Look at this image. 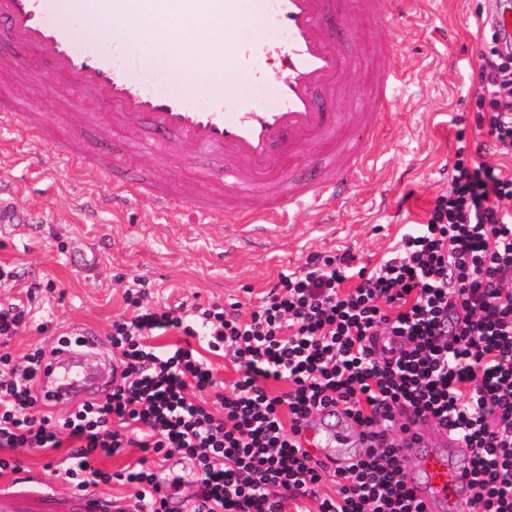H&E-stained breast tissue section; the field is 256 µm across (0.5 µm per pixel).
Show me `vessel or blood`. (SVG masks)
<instances>
[{"instance_id": "vessel-or-blood-1", "label": "vessel or blood", "mask_w": 512, "mask_h": 512, "mask_svg": "<svg viewBox=\"0 0 512 512\" xmlns=\"http://www.w3.org/2000/svg\"><path fill=\"white\" fill-rule=\"evenodd\" d=\"M372 19L389 31L374 50L380 64L369 98L347 112H326L321 99L338 100L352 62L345 43L336 38L340 24L334 0H62L75 19L89 13L102 16H137L145 22L160 15H179L216 21L235 20L224 38L233 42L229 54L200 62L185 56L173 68V81L201 80L203 72L227 71L242 82L261 86L272 83L273 101L254 106L233 91L205 104H194L180 94L159 91L136 79L141 61L123 39L82 47L69 31L51 24L43 0H0V22L7 26L12 54L0 64L26 72L28 58L36 54L53 65L59 81L111 105L113 127L130 129L148 125L153 139L143 151L161 158L213 155L221 167L206 169L202 177L213 188L200 216L224 212L233 224L217 257L231 262L239 245L269 238L287 217L306 211L312 223H333L328 204L343 196L360 175V161L368 153V139L381 129L389 115L399 76L392 60L401 50L396 34L413 19L412 0H354ZM281 32V39L259 42L250 32L251 19ZM279 58L276 72L262 69L268 57ZM306 145L337 148L340 160L315 166L296 175L287 167ZM65 157L95 166L109 175L122 157L121 149L76 131ZM277 188V195L261 210L249 204L259 187ZM143 196L161 214L174 199L146 180L117 182L112 200L122 204ZM56 355L40 369L39 401L57 409H71L111 389L113 365L100 335L89 325L74 324L56 341ZM342 408L317 412L314 423L299 439L320 463L329 468L355 462L359 449L351 445ZM416 439H405L401 455L404 476L423 512H477L473 502L472 455L449 429H432L416 420Z\"/></svg>"}]
</instances>
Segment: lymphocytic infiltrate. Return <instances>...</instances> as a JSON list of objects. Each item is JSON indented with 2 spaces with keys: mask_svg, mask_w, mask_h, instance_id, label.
<instances>
[{
  "mask_svg": "<svg viewBox=\"0 0 512 512\" xmlns=\"http://www.w3.org/2000/svg\"><path fill=\"white\" fill-rule=\"evenodd\" d=\"M479 77L490 112L477 114L476 136L457 134L447 191L379 264L311 254L247 315L236 302L158 308L133 280V313L108 335L112 391L65 418L37 405L51 349L17 357L9 346L29 309L0 303V475L20 469L16 450H53L72 494L115 483L122 512H179L186 480L165 467L177 457L194 476L189 512H286L291 501L295 512H422L402 478L412 413L471 449L480 512H512V41L500 32L479 55ZM171 332L178 342L153 344ZM196 336L231 357V387L192 348ZM330 406L345 409L362 448L332 471L296 440ZM129 448L135 462L101 468Z\"/></svg>",
  "mask_w": 512,
  "mask_h": 512,
  "instance_id": "f902f5d3",
  "label": "lymphocytic infiltrate"
}]
</instances>
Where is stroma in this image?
<instances>
[{"instance_id":"obj_1","label":"stroma","mask_w":512,"mask_h":512,"mask_svg":"<svg viewBox=\"0 0 512 512\" xmlns=\"http://www.w3.org/2000/svg\"><path fill=\"white\" fill-rule=\"evenodd\" d=\"M493 0H421L414 24L399 32L401 51L394 61L403 75L388 125L376 139L368 170L336 203V225L320 228L306 213L295 217V232L278 229L264 246L247 248L224 266L216 252L224 242L223 218L193 214L188 199L210 194L201 177L219 166L200 156L168 162L143 152L127 153L111 176L89 169L76 172L56 151L65 136L58 128L45 137L16 124L0 131V181L11 186L14 204L30 214L25 235L0 234V268L20 273L0 285V301L25 299L28 286L54 281V293L37 296L26 329L11 341L17 354L52 345L74 323L108 334L113 319L126 315L124 289L132 279L145 282L159 305L220 300L240 302L250 313L278 274L296 270L313 253L351 251L359 262L375 265L400 239L406 225L424 222L431 201L448 188L458 131L473 134L479 103L478 48L491 32L485 25ZM361 60L348 84L343 106L367 98L376 67L366 44L384 37L381 23L348 14L340 30ZM19 95L26 111L43 112L52 101L76 102V116L96 117L88 136L104 134L110 105L86 97L74 84H56L49 66L31 57L26 74L0 66V88ZM155 176L175 192L170 213L155 214L146 198L122 209L88 212L94 197H108L112 185L141 174ZM95 251L93 272L71 267L66 257L83 247ZM46 456L28 453L20 471L0 476V512H78L66 487L44 495L36 477L51 479Z\"/></svg>"}]
</instances>
